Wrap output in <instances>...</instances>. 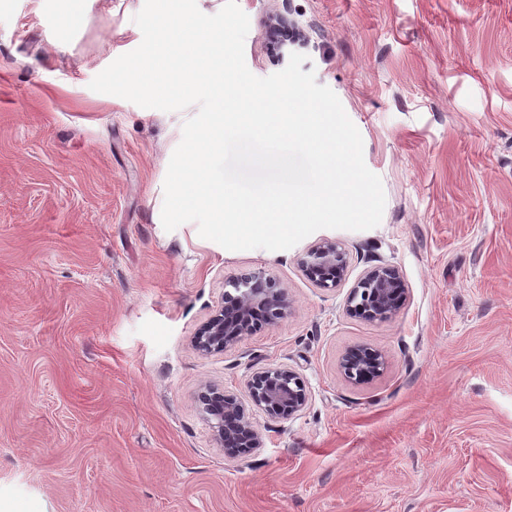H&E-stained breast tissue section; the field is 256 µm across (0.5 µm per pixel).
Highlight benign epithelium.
Instances as JSON below:
<instances>
[{
  "label": "benign epithelium",
  "mask_w": 512,
  "mask_h": 512,
  "mask_svg": "<svg viewBox=\"0 0 512 512\" xmlns=\"http://www.w3.org/2000/svg\"><path fill=\"white\" fill-rule=\"evenodd\" d=\"M301 267L316 287L332 290L346 279L347 254L338 242L323 239L307 252ZM229 286L221 306L193 337L195 349L203 355L222 352L260 328L277 324L289 313L285 289L273 287L260 271L237 276ZM405 291L398 268L374 266L351 289L346 311L367 322L390 320L398 313ZM384 364L380 351L356 345L341 357L339 368L348 380L361 383L379 373ZM247 398L245 403L210 384L204 385L199 393L204 412L213 420L215 440L230 459L243 458L263 447V437L253 424L251 410H261L271 419L284 420L302 411L308 403L303 381L287 366L255 372L247 382Z\"/></svg>",
  "instance_id": "obj_1"
}]
</instances>
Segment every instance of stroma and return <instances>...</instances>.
<instances>
[{
  "instance_id": "obj_1",
  "label": "stroma",
  "mask_w": 512,
  "mask_h": 512,
  "mask_svg": "<svg viewBox=\"0 0 512 512\" xmlns=\"http://www.w3.org/2000/svg\"><path fill=\"white\" fill-rule=\"evenodd\" d=\"M58 17L0 0V512H512V0H238L256 76L291 54L361 133L386 206L370 230L220 251L161 223L185 112L94 92L141 32V0ZM340 243L348 276L300 261ZM399 268L406 301L365 322L346 298ZM260 271L288 316L210 355L192 344L227 280ZM380 350L355 384L344 352ZM285 365L308 404L253 421L229 459L198 394L244 396ZM304 275L316 287L332 290L341 285L347 276L346 252L336 241L323 239L308 252L301 262Z\"/></svg>"
}]
</instances>
